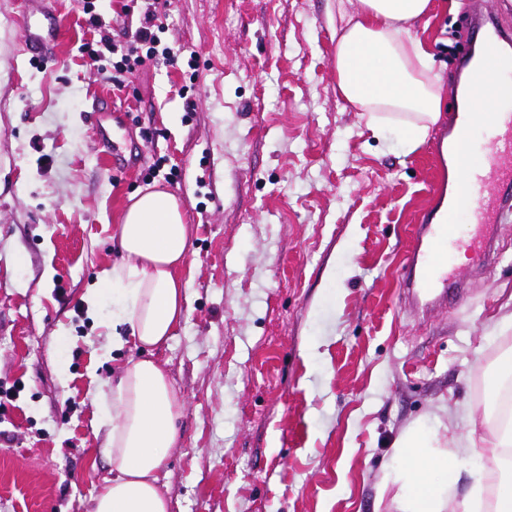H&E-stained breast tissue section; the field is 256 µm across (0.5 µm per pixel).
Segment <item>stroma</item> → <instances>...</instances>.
<instances>
[{"instance_id":"obj_1","label":"stroma","mask_w":512,"mask_h":512,"mask_svg":"<svg viewBox=\"0 0 512 512\" xmlns=\"http://www.w3.org/2000/svg\"><path fill=\"white\" fill-rule=\"evenodd\" d=\"M466 2L432 0L413 29L445 127ZM54 8L65 36L43 64L23 48L26 0H0V389L17 390L0 399V512H93L117 475L98 396L142 351L89 296L139 191L174 193L192 228L187 316L152 351L184 405L158 473L171 512H389L378 486L408 426L485 436L482 377L512 349V223L495 263L455 264L465 302L405 304L437 168L340 94L336 0H156L184 61H144L120 89L81 46L128 41L144 0H98L94 29L80 0ZM98 97L133 166L94 149ZM160 157L175 181L148 178Z\"/></svg>"}]
</instances>
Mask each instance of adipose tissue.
Returning a JSON list of instances; mask_svg holds the SVG:
<instances>
[{
  "label": "adipose tissue",
  "instance_id": "adipose-tissue-1",
  "mask_svg": "<svg viewBox=\"0 0 512 512\" xmlns=\"http://www.w3.org/2000/svg\"><path fill=\"white\" fill-rule=\"evenodd\" d=\"M431 0H356L338 4L334 66L344 99L367 113L378 131L401 127L413 144L424 142L441 116V86L432 54L413 35ZM191 228L183 204L164 190L132 196L117 236L121 260L103 269L99 283L112 292L116 316L129 324L135 346L166 344L186 315L185 264ZM512 353L483 375L482 419L489 449L474 440L447 446L420 425L396 441L399 461L391 480L398 512H512ZM103 399L112 412L105 449L118 475L94 499L93 512H169L157 473L181 442L183 403L167 371L153 360L131 358Z\"/></svg>",
  "mask_w": 512,
  "mask_h": 512
}]
</instances>
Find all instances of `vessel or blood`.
<instances>
[{"mask_svg":"<svg viewBox=\"0 0 512 512\" xmlns=\"http://www.w3.org/2000/svg\"><path fill=\"white\" fill-rule=\"evenodd\" d=\"M47 2L29 0L31 8L20 20L24 48L36 59L52 55L64 37L63 29L52 21L54 12ZM469 26L489 63L482 81L490 87V111L482 122L476 121L472 112H463L455 125L459 135L469 141L476 132H483L490 150L479 164L471 163L469 152L448 153L440 143L430 153L437 161L446 160L458 168L452 195L467 203L461 213L471 229L466 246L488 256L493 252L490 225L501 223L512 214V65L500 60V45L512 41V30L501 24L485 0H475ZM457 214L435 206L419 216L421 243L401 278L405 301L417 306L427 297L438 304L464 299L467 286L456 277L451 265L458 241L449 226Z\"/></svg>","mask_w":512,"mask_h":512,"instance_id":"vessel-or-blood-1","label":"vessel or blood"}]
</instances>
